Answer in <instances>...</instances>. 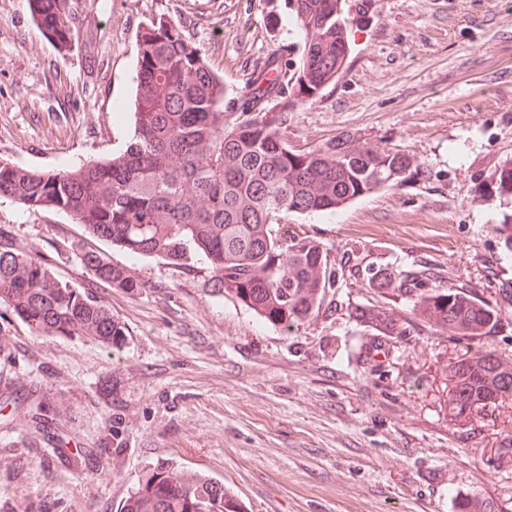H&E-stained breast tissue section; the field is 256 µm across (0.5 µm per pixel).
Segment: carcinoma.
Instances as JSON below:
<instances>
[{
  "label": "carcinoma",
  "instance_id": "obj_1",
  "mask_svg": "<svg viewBox=\"0 0 512 512\" xmlns=\"http://www.w3.org/2000/svg\"><path fill=\"white\" fill-rule=\"evenodd\" d=\"M69 0H29L44 36L71 42ZM302 31L297 60L269 56L254 69L247 92L224 104V79L211 72L178 25L152 20L139 32L135 133L119 154L76 170L42 172L0 161V196L30 208L70 214L98 238L132 255L191 266L208 263L210 287L289 330L319 312L335 267L312 238L288 225V215L326 213L407 178L401 152L353 143L341 135L315 150H299L286 134L290 100L308 101L336 79L350 44L341 0H291ZM483 190L512 196V160ZM84 268L114 288L141 284L101 252L82 255ZM396 295L413 314L459 336H490L500 310L454 288H380V304L352 317L380 334L397 327L382 305ZM0 304L32 331L119 342L123 327L104 302L57 278L31 250L0 234ZM450 411L458 422L512 398V365L492 350L453 363ZM115 512H242L217 481L166 464L145 472Z\"/></svg>",
  "mask_w": 512,
  "mask_h": 512
}]
</instances>
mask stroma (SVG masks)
<instances>
[{"label": "stroma", "mask_w": 512, "mask_h": 512, "mask_svg": "<svg viewBox=\"0 0 512 512\" xmlns=\"http://www.w3.org/2000/svg\"><path fill=\"white\" fill-rule=\"evenodd\" d=\"M349 57L288 110L294 147L348 134L405 153L412 175L331 215L290 225L327 249L335 282L292 331L207 283L204 261L135 257L65 213L0 197V231L103 300L120 346L39 336L0 305V512H112L148 466L224 484L245 512H512V400L452 421L448 365L479 345L512 358V198L478 193L512 159V0H345ZM182 26L228 97L301 42L289 0H71L57 49L27 0H0V160L67 170L134 134L138 34ZM98 250L140 289L83 267ZM416 274L496 305L483 341L452 336L395 300L391 335L357 323L374 273ZM53 412L47 427L39 414Z\"/></svg>", "instance_id": "1"}]
</instances>
